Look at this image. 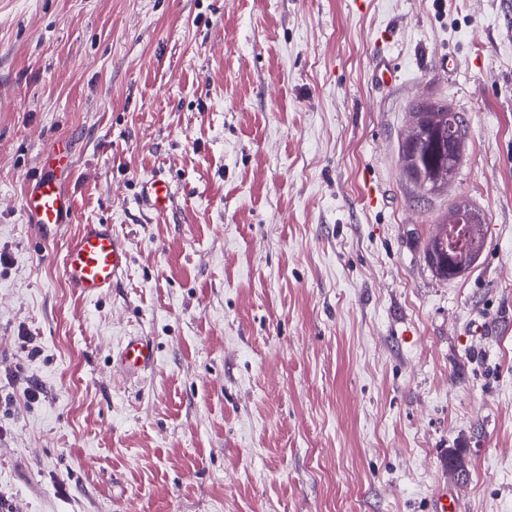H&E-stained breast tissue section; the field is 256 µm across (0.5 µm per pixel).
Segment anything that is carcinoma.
I'll use <instances>...</instances> for the list:
<instances>
[{"label": "carcinoma", "mask_w": 512, "mask_h": 512, "mask_svg": "<svg viewBox=\"0 0 512 512\" xmlns=\"http://www.w3.org/2000/svg\"><path fill=\"white\" fill-rule=\"evenodd\" d=\"M413 116L418 124L413 145L401 149L403 169L411 172L415 187L424 185L432 194L442 192L459 169L449 160L448 139L457 141L459 153L465 150L463 119L442 101L421 102ZM485 226L482 213L466 200L448 208V219L426 249L429 263L441 278L461 277L475 265L484 248Z\"/></svg>", "instance_id": "carcinoma-1"}]
</instances>
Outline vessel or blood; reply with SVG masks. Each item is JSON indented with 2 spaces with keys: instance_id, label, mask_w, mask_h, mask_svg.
<instances>
[{
  "instance_id": "b4317fda",
  "label": "vessel or blood",
  "mask_w": 512,
  "mask_h": 512,
  "mask_svg": "<svg viewBox=\"0 0 512 512\" xmlns=\"http://www.w3.org/2000/svg\"><path fill=\"white\" fill-rule=\"evenodd\" d=\"M71 159L63 147L49 150L37 176L27 181L22 208L27 223L48 228L74 220V200L64 174ZM173 189L162 173L142 180L138 201L147 210L160 213L173 199ZM128 264V250L108 224L81 225L63 256V274L68 287L85 298L109 292ZM154 350L142 337L133 336L113 354L112 363L129 374L149 370L154 364Z\"/></svg>"
}]
</instances>
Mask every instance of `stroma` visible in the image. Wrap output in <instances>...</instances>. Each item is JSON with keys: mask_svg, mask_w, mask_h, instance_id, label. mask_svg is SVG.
Here are the masks:
<instances>
[{"mask_svg": "<svg viewBox=\"0 0 512 512\" xmlns=\"http://www.w3.org/2000/svg\"><path fill=\"white\" fill-rule=\"evenodd\" d=\"M426 99L467 139L421 197L400 151ZM59 140L75 218L45 232L22 195ZM158 171L160 215L135 202ZM460 198L485 246L446 280L426 245ZM83 224L129 253L101 298L63 277ZM130 336L157 353L134 377ZM442 490L512 512V0H0V512ZM153 347L142 337L133 336L112 355V363L128 374H139L154 364Z\"/></svg>", "mask_w": 512, "mask_h": 512, "instance_id": "stroma-1", "label": "stroma"}]
</instances>
